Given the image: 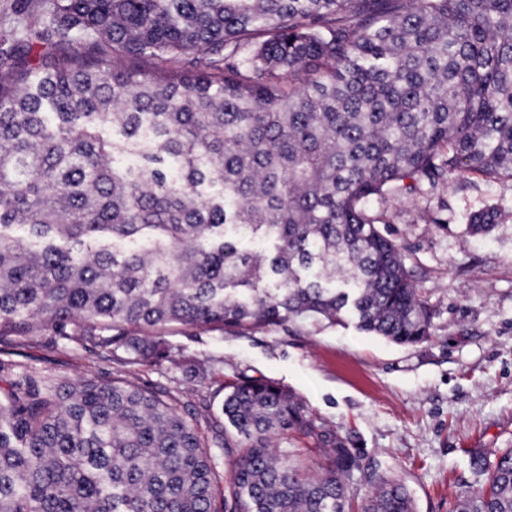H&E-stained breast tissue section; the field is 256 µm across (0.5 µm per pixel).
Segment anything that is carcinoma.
Instances as JSON below:
<instances>
[{
	"label": "carcinoma",
	"instance_id": "cac0c4a2",
	"mask_svg": "<svg viewBox=\"0 0 512 512\" xmlns=\"http://www.w3.org/2000/svg\"><path fill=\"white\" fill-rule=\"evenodd\" d=\"M0 48V340L207 365L163 333L354 321L415 346L428 304L373 205L512 180V0H41ZM496 208L469 216L488 229ZM201 435L151 389L14 374L0 512H415L302 399L243 377ZM233 456L229 473L222 457ZM455 512H512V448Z\"/></svg>",
	"mask_w": 512,
	"mask_h": 512
}]
</instances>
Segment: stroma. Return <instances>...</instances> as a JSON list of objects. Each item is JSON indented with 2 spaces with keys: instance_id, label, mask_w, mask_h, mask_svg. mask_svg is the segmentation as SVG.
<instances>
[{
  "instance_id": "1",
  "label": "stroma",
  "mask_w": 512,
  "mask_h": 512,
  "mask_svg": "<svg viewBox=\"0 0 512 512\" xmlns=\"http://www.w3.org/2000/svg\"><path fill=\"white\" fill-rule=\"evenodd\" d=\"M33 18L30 0H0V44L21 37ZM490 205L501 210L498 223L468 234V216ZM385 209L431 311L432 336L422 344L400 347L351 323L252 334L176 326L168 343L209 366L186 381L35 334L11 346L14 370L131 380L175 401L203 434L221 416L225 385L242 376L270 380L347 434L365 461L401 479L417 512H453L457 495L482 483L471 451L512 447V181L467 175Z\"/></svg>"
}]
</instances>
